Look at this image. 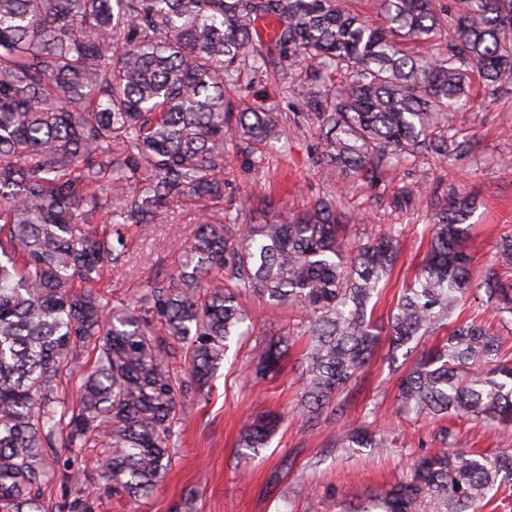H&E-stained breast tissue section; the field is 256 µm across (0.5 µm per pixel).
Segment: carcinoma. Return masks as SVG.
I'll return each instance as SVG.
<instances>
[{
    "mask_svg": "<svg viewBox=\"0 0 512 512\" xmlns=\"http://www.w3.org/2000/svg\"><path fill=\"white\" fill-rule=\"evenodd\" d=\"M342 0H0V512H46L45 451L104 448L105 483L137 498L172 462L180 399L202 391L235 337L249 332L239 299L303 314L307 421L337 425L336 447H389L366 422L344 421L372 358L376 303L399 255L391 224L355 243L343 214L321 200L284 216L248 218L224 205L231 139L246 151L281 140L287 117L238 93L241 70L288 79L324 145L320 164L354 181L419 157L466 150L448 114L470 108L472 75L512 78V0H454L453 34L435 0H382L381 23ZM277 54L270 55L271 49ZM192 197L203 214L177 273L157 279L144 308L108 315L93 284L124 263V230L157 224ZM476 197L435 205L425 257L387 320L390 358L421 349L400 378L398 408L423 418L512 428V360L467 308L512 317V284L494 270L477 282L468 243ZM112 231L90 228L100 214ZM497 263L512 267V235ZM446 329L439 343L430 337ZM95 354L78 399L58 397L81 355ZM288 339L258 345L274 373ZM184 362L188 378L172 365ZM283 415L246 422L239 445L265 448ZM440 448L358 512H480L512 481V452ZM65 512H93L75 474Z\"/></svg>",
    "mask_w": 512,
    "mask_h": 512,
    "instance_id": "1",
    "label": "carcinoma"
}]
</instances>
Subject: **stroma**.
Listing matches in <instances>:
<instances>
[{"mask_svg":"<svg viewBox=\"0 0 512 512\" xmlns=\"http://www.w3.org/2000/svg\"><path fill=\"white\" fill-rule=\"evenodd\" d=\"M240 92L258 106L286 113L287 134L262 153L229 147L225 202L254 210L268 199L292 214L318 199L333 198L358 239L401 225L399 258L375 308L379 321H386L400 289L413 279L426 252L423 231L431 209L449 190L475 194L481 203L469 242L475 276L492 263L500 236L512 234V79L493 86L475 81L473 94L482 109L452 118L451 127L473 142L464 159L452 166L420 160L369 185L325 175L317 162L323 145L302 99L276 72L243 73ZM198 216L197 206L184 200L161 223L132 229L125 263L110 268L98 284L104 303L114 310L132 307L154 279L175 273ZM241 305L250 317V334L232 346L208 391L182 398L172 465L163 482L137 499L107 493L100 487L102 449L78 454L57 447L48 452L56 474L45 492L50 512H59L64 500L59 476L69 472L78 473L91 492L95 512H341L343 505L359 504L401 481L414 459L437 447L438 422L397 409L396 385L408 362H389L385 338L349 398L345 421L355 426L371 420L391 445L377 451L336 447L335 424L309 426L299 404L305 340L297 311L284 307L271 313L265 301L251 295L243 296ZM291 332L298 338L279 373L255 376L258 343ZM370 403L376 411L369 416ZM269 410L286 413V420L257 457L244 456L236 441L246 416Z\"/></svg>","mask_w":512,"mask_h":512,"instance_id":"stroma-1","label":"stroma"}]
</instances>
